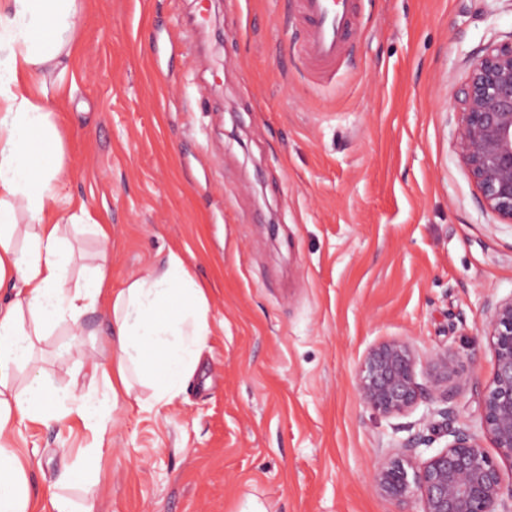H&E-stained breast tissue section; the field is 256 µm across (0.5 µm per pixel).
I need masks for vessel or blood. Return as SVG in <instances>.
<instances>
[{
  "instance_id": "vessel-or-blood-1",
  "label": "vessel or blood",
  "mask_w": 512,
  "mask_h": 512,
  "mask_svg": "<svg viewBox=\"0 0 512 512\" xmlns=\"http://www.w3.org/2000/svg\"><path fill=\"white\" fill-rule=\"evenodd\" d=\"M304 20L303 61L319 78H330L351 49L357 28L356 0H297Z\"/></svg>"
}]
</instances>
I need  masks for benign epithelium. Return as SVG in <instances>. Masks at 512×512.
Here are the masks:
<instances>
[{"label": "benign epithelium", "mask_w": 512, "mask_h": 512, "mask_svg": "<svg viewBox=\"0 0 512 512\" xmlns=\"http://www.w3.org/2000/svg\"><path fill=\"white\" fill-rule=\"evenodd\" d=\"M458 129L453 152L466 169L479 205L512 224V38L493 41L470 55L454 101ZM485 336L493 355L478 426L442 430L444 449L427 459L418 448L431 438L418 433L383 456L371 472L379 494L399 502L419 496L423 512H512V480L499 460L512 462V296L490 300ZM427 375L430 388L417 381ZM462 372L447 350L423 362L408 341L391 339L369 349L357 369L361 402L386 416H402L424 398H448V383ZM496 448L492 456L484 445Z\"/></svg>", "instance_id": "obj_1"}]
</instances>
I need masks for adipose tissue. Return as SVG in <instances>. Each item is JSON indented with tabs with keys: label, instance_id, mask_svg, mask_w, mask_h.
I'll use <instances>...</instances> for the list:
<instances>
[{
	"label": "adipose tissue",
	"instance_id": "ef3b65f1",
	"mask_svg": "<svg viewBox=\"0 0 512 512\" xmlns=\"http://www.w3.org/2000/svg\"><path fill=\"white\" fill-rule=\"evenodd\" d=\"M80 21L77 0H0V512H31L28 466L11 446L19 426L80 421L97 440L93 454H101L110 406L173 405L202 366L210 334L205 291L178 253L120 288L106 255L72 272L71 230L102 238L107 230L82 208L67 223L51 219L66 176L62 136L31 82L46 74L65 79ZM97 313L108 334L89 373L109 382L102 400L73 380L51 386L34 359L53 330ZM21 367L29 374L19 389L11 372Z\"/></svg>",
	"mask_w": 512,
	"mask_h": 512
}]
</instances>
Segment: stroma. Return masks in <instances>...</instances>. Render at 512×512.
Returning a JSON list of instances; mask_svg holds the SVG:
<instances>
[{
	"label": "stroma",
	"mask_w": 512,
	"mask_h": 512,
	"mask_svg": "<svg viewBox=\"0 0 512 512\" xmlns=\"http://www.w3.org/2000/svg\"><path fill=\"white\" fill-rule=\"evenodd\" d=\"M66 83L45 79L62 195L107 238L113 287L179 253L211 334L181 401L91 430L21 427L33 512L59 489L94 512H422L377 494L373 465L427 431L432 402L384 418L356 370L385 339L462 365L448 424L477 423L488 299L512 295V224L482 209L452 150L474 50L512 35V0H358L352 52L310 83L290 0H80ZM107 330L90 315L38 344L57 383Z\"/></svg>",
	"instance_id": "stroma-1"
}]
</instances>
